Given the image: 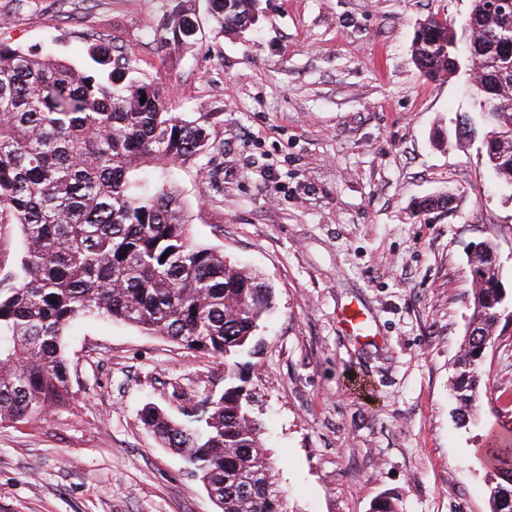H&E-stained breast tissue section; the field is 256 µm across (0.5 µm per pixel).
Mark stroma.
<instances>
[{
    "instance_id": "1",
    "label": "stroma",
    "mask_w": 512,
    "mask_h": 512,
    "mask_svg": "<svg viewBox=\"0 0 512 512\" xmlns=\"http://www.w3.org/2000/svg\"><path fill=\"white\" fill-rule=\"evenodd\" d=\"M169 7L0 0V41L84 66L104 35L173 111L210 113L221 172L175 183L195 240L273 290L241 369L290 512H490L500 477L476 451L512 429V323L468 419L451 385L484 241L512 292V199L482 142L448 140L474 108L465 77H424L412 54L418 22L462 24L471 0H259L241 34L215 33L197 0L198 41L179 53L156 35ZM352 306L364 335L342 330ZM65 351L74 404L0 423V512H217L141 411L181 417L223 389V359L106 318L75 322Z\"/></svg>"
}]
</instances>
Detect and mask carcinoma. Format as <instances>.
I'll use <instances>...</instances> for the list:
<instances>
[{
    "label": "carcinoma",
    "instance_id": "carcinoma-1",
    "mask_svg": "<svg viewBox=\"0 0 512 512\" xmlns=\"http://www.w3.org/2000/svg\"><path fill=\"white\" fill-rule=\"evenodd\" d=\"M160 39L174 50L196 44L192 0H172ZM219 33L245 29L257 0H206ZM480 43L465 49L464 29L427 18L413 55L427 77L477 74L489 92L471 88L477 111L457 119L456 135L486 137V112L497 111L487 144L493 182L512 192V16L491 0H473ZM92 64L33 55L0 42V224L24 240L18 270L0 278V422L27 423L74 399L63 336L81 318H110L224 359V389L206 393L183 419L144 407L143 423L165 448L187 454L219 512H288L276 463L250 413L252 395L238 359L251 352L271 288L224 262L223 251L193 239L171 174L191 167L205 179L220 142L204 116L171 111L156 80L112 43L93 39ZM146 101H141V98ZM473 313L454 392L475 403L484 382V351L512 308L501 282L496 245L469 258ZM495 467L507 479L492 494L493 512H512V435Z\"/></svg>",
    "mask_w": 512,
    "mask_h": 512
}]
</instances>
